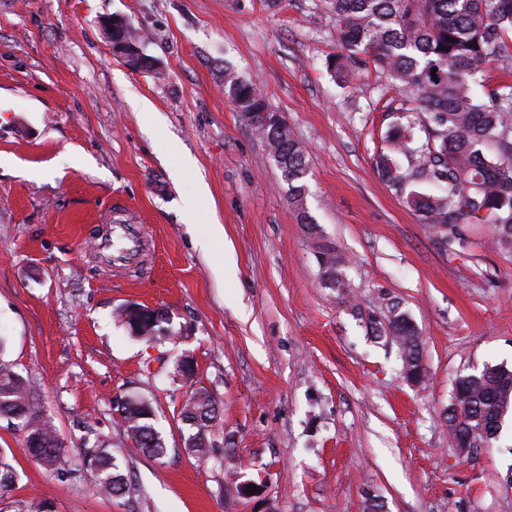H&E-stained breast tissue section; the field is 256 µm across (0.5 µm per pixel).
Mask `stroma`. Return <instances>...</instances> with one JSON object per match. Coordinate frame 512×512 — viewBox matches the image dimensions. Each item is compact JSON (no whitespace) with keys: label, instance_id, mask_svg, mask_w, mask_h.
<instances>
[{"label":"stroma","instance_id":"obj_1","mask_svg":"<svg viewBox=\"0 0 512 512\" xmlns=\"http://www.w3.org/2000/svg\"><path fill=\"white\" fill-rule=\"evenodd\" d=\"M113 16L164 80L113 54ZM336 50L322 0H0V357L64 447L46 470L0 420L18 474L0 512H512V414L466 458L445 420L459 376L512 368V249L476 224L443 251L379 179L381 81H337ZM228 63L310 156L307 209L346 261L351 299L323 286L313 236L224 95ZM126 303L167 310L174 336H131ZM393 303L423 342L417 384L362 319ZM184 355L191 384L174 376ZM194 384L221 413L204 459L178 416ZM130 392L153 399L164 456L128 451L113 402ZM99 444L128 476L123 496L82 465Z\"/></svg>","mask_w":512,"mask_h":512}]
</instances>
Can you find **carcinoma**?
I'll use <instances>...</instances> for the list:
<instances>
[{
    "instance_id": "obj_1",
    "label": "carcinoma",
    "mask_w": 512,
    "mask_h": 512,
    "mask_svg": "<svg viewBox=\"0 0 512 512\" xmlns=\"http://www.w3.org/2000/svg\"><path fill=\"white\" fill-rule=\"evenodd\" d=\"M336 18L340 52L327 69L343 82L371 67L384 88L400 95L388 108L393 117L386 140L374 155L378 177L405 200L421 223L440 232L448 247L467 242L473 224L494 225V242L512 248V83L501 81L482 97L467 77L485 64L512 69V0H324ZM436 75H431V72ZM224 95L264 141L288 198L299 210L300 223L321 236L305 210L306 180L311 160L289 127L277 117L252 80L224 67ZM434 188L428 193L420 187ZM329 251L322 280L344 293L343 258ZM366 326L375 336L401 338L402 368L423 371L419 333L398 305ZM124 413L127 438L144 455L161 457L167 448L151 418L152 403L144 396L116 401ZM512 409V369L485 365L455 382L445 413L455 447L484 431L496 439L500 414ZM0 419L25 435V454L49 471L56 470L64 448L36 410L31 390L11 365L0 359ZM188 426L185 448L198 458L210 453L208 434L218 420L212 394L203 386L186 395L179 411ZM83 463L97 488L120 497L128 488L112 449L95 446ZM16 470L0 456V492L13 488Z\"/></svg>"
}]
</instances>
